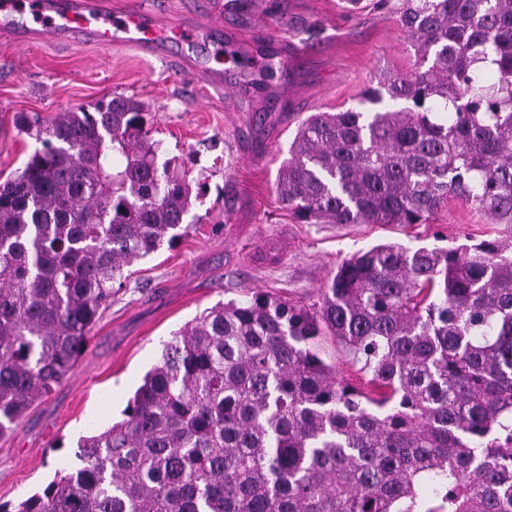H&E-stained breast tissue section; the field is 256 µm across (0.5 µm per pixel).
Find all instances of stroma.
Segmentation results:
<instances>
[{"label":"stroma","mask_w":512,"mask_h":512,"mask_svg":"<svg viewBox=\"0 0 512 512\" xmlns=\"http://www.w3.org/2000/svg\"><path fill=\"white\" fill-rule=\"evenodd\" d=\"M220 2L224 25L194 47L195 76L127 46L14 47L0 38L1 182L36 147L15 128L16 113L47 119L115 93L148 107L165 157L205 186L187 233L129 267L71 372L0 437L2 505L40 491L57 469L76 467L78 439L123 420L162 341L204 309L257 290L310 306L356 251L384 242L445 248L502 232L457 200L433 223L410 227L294 223L275 179L298 121L356 106L382 74L412 68L400 0H363L356 12L341 0ZM212 74L223 76L224 96L208 86Z\"/></svg>","instance_id":"stroma-1"}]
</instances>
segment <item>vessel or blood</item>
<instances>
[{"label": "vessel or blood", "mask_w": 512, "mask_h": 512, "mask_svg": "<svg viewBox=\"0 0 512 512\" xmlns=\"http://www.w3.org/2000/svg\"><path fill=\"white\" fill-rule=\"evenodd\" d=\"M197 31L172 18L162 0H134L120 10L110 0H0V34L19 41L38 35L63 44L81 32L97 43L124 44L167 60L172 41Z\"/></svg>", "instance_id": "b4317fda"}]
</instances>
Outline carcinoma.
I'll use <instances>...</instances> for the list:
<instances>
[{"label": "carcinoma", "mask_w": 512, "mask_h": 512, "mask_svg": "<svg viewBox=\"0 0 512 512\" xmlns=\"http://www.w3.org/2000/svg\"><path fill=\"white\" fill-rule=\"evenodd\" d=\"M400 21L414 69L301 120L279 202L302 224L411 225L457 199L506 237L360 250L308 310L259 290L215 304L123 421L79 438L80 468L0 512H512V0H403ZM14 123L41 148L0 182V437L192 194L132 97ZM320 357L330 366L336 367L338 377H356L360 365H354L346 352L339 347L331 336H323L317 344Z\"/></svg>", "instance_id": "obj_1"}]
</instances>
